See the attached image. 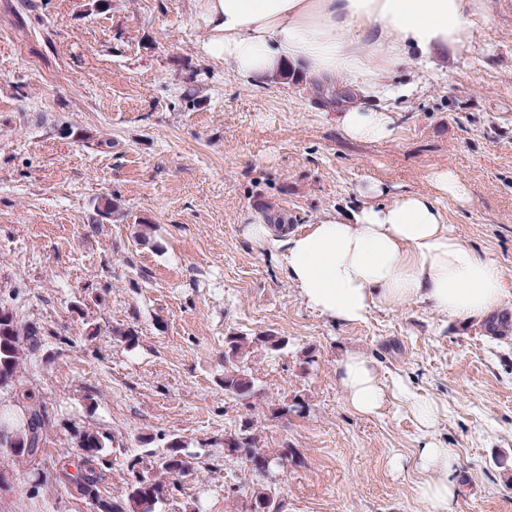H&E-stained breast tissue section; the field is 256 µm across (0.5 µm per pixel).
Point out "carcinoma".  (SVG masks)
<instances>
[{
    "instance_id": "obj_1",
    "label": "carcinoma",
    "mask_w": 512,
    "mask_h": 512,
    "mask_svg": "<svg viewBox=\"0 0 512 512\" xmlns=\"http://www.w3.org/2000/svg\"><path fill=\"white\" fill-rule=\"evenodd\" d=\"M95 214L108 219L120 210L119 201L102 197L95 203ZM44 340V331L35 323L23 325L17 320L10 304L0 298V385L8 388L13 398L26 402L21 413L15 415L0 410V448L11 449V456L30 462L44 452L48 439L50 417L48 409L36 389L22 379V368L27 357L37 350ZM288 340L274 334L249 335L231 332L224 337V393L245 404H250L257 392L254 377L247 367L246 358L253 349L263 348L269 353L285 349ZM305 400L299 396L281 402L270 412L273 419L302 415ZM81 448L76 473L70 472L71 460L62 457L51 462L45 479L62 487H73L85 500L92 512H155L156 505L165 497L167 483L164 477H180L190 468L183 454L184 441L170 436L162 449H146L127 459L128 477L119 495L102 491L110 461L104 455L105 436L93 429H79L73 434ZM239 455L251 471L262 474L271 456L288 461L290 466L304 463V455L290 444L277 448L273 453L260 449V438L251 419L244 417L234 430L224 434V457ZM245 512H284V502L272 486L259 488L250 496Z\"/></svg>"
}]
</instances>
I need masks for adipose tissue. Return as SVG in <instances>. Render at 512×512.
<instances>
[{
  "mask_svg": "<svg viewBox=\"0 0 512 512\" xmlns=\"http://www.w3.org/2000/svg\"><path fill=\"white\" fill-rule=\"evenodd\" d=\"M207 32L206 57L231 66L243 83L258 85L292 66L328 82L358 80L377 87L380 73L409 57L454 55L474 40L475 0H196ZM354 140L391 133L388 113L357 106L339 116ZM435 194L408 193L365 207L356 223L328 217L310 230L280 238L269 224L245 234L261 247L286 244L288 276L306 305L340 324L365 321L373 309L423 298L457 320L487 317L505 298L497 263L479 255L448 225L439 199L467 196L451 170L431 176ZM337 376L349 407L378 413L385 390L375 365L348 353ZM417 466L429 477L416 493L427 512H452L455 454L438 443L419 449Z\"/></svg>",
  "mask_w": 512,
  "mask_h": 512,
  "instance_id": "1",
  "label": "adipose tissue"
}]
</instances>
